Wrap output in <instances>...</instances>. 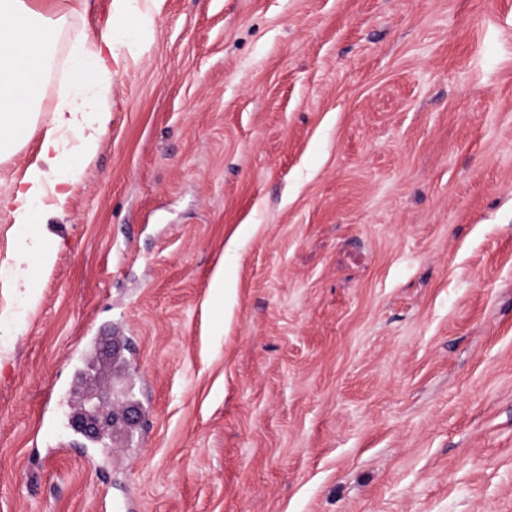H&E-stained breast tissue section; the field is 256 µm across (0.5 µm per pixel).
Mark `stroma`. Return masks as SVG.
<instances>
[{"instance_id":"35a3bbf8","label":"stroma","mask_w":512,"mask_h":512,"mask_svg":"<svg viewBox=\"0 0 512 512\" xmlns=\"http://www.w3.org/2000/svg\"><path fill=\"white\" fill-rule=\"evenodd\" d=\"M108 24L68 17L1 198ZM143 40L0 285V512H512V0H164ZM91 384L140 409L105 444Z\"/></svg>"}]
</instances>
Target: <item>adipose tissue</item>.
Masks as SVG:
<instances>
[{"label":"adipose tissue","instance_id":"obj_1","mask_svg":"<svg viewBox=\"0 0 512 512\" xmlns=\"http://www.w3.org/2000/svg\"><path fill=\"white\" fill-rule=\"evenodd\" d=\"M163 0H109L110 34L92 41L81 37L72 54V77L58 88L60 104L45 130L38 158L25 171L13 193L0 200L10 208L21 233L32 234L44 222L47 209L63 210L71 186L83 172L80 158L97 149L112 121L107 101L114 77L135 56L139 45L116 46L112 32L131 28L147 31ZM87 0H59L56 8L37 9L35 0H0V159L15 154L34 125L32 110L50 64L51 48L69 14ZM71 131L77 151L60 145V130ZM54 198L46 207V198Z\"/></svg>","mask_w":512,"mask_h":512}]
</instances>
